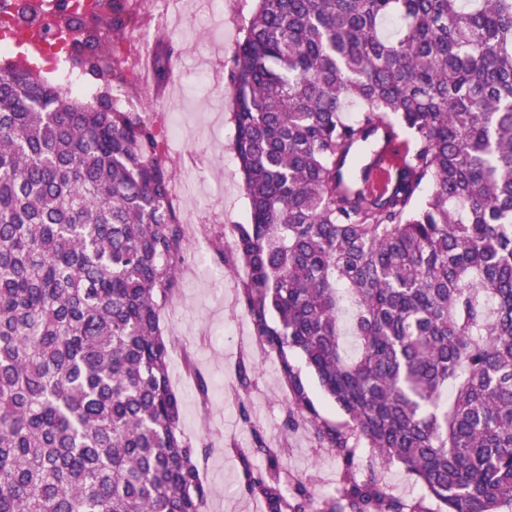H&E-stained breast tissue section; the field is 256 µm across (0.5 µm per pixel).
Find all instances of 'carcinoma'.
Listing matches in <instances>:
<instances>
[{
  "instance_id": "carcinoma-1",
  "label": "carcinoma",
  "mask_w": 512,
  "mask_h": 512,
  "mask_svg": "<svg viewBox=\"0 0 512 512\" xmlns=\"http://www.w3.org/2000/svg\"><path fill=\"white\" fill-rule=\"evenodd\" d=\"M140 20L103 0L58 27L90 102L0 64V512L204 509L211 448L180 429L160 326L189 247L174 172L153 120L113 105L126 79L101 48ZM242 32L237 304L278 359L287 426L343 474L314 507L254 429L234 449L241 493L267 512H512V0H256ZM379 127L408 159L370 195L356 182ZM297 356L345 424L321 417ZM392 462L427 498L391 493Z\"/></svg>"
}]
</instances>
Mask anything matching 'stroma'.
<instances>
[{"label":"stroma","instance_id":"stroma-1","mask_svg":"<svg viewBox=\"0 0 512 512\" xmlns=\"http://www.w3.org/2000/svg\"><path fill=\"white\" fill-rule=\"evenodd\" d=\"M254 6V0H223V12L215 19L205 0H191L184 26L167 29L178 48L168 80L152 82L140 93L146 112L167 100L172 85L185 84L196 94L182 115V137L169 144L174 180L180 185L174 201L190 248L160 322L174 340L169 375L183 400L181 430L191 442L211 449L202 471L204 512H249L250 499L236 491L241 468L234 451L249 446L255 430L284 449L290 474L308 483L315 500L335 494L342 471L340 461L309 429H286L288 392L277 361L260 348L237 308L233 274L213 259L214 244L230 240L228 225L244 222L247 214L242 175L231 149L233 99L226 72ZM243 358L251 367V388L244 399L237 380V363ZM198 373L209 384L204 401L195 384ZM243 403L251 416L248 427L240 420Z\"/></svg>","mask_w":512,"mask_h":512}]
</instances>
